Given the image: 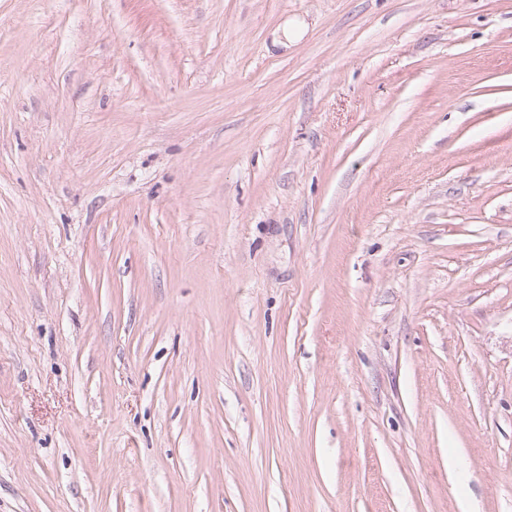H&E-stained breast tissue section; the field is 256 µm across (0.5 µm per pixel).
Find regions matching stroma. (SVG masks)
Returning a JSON list of instances; mask_svg holds the SVG:
<instances>
[{"mask_svg": "<svg viewBox=\"0 0 512 512\" xmlns=\"http://www.w3.org/2000/svg\"><path fill=\"white\" fill-rule=\"evenodd\" d=\"M0 512H512V0H0Z\"/></svg>", "mask_w": 512, "mask_h": 512, "instance_id": "1", "label": "stroma"}]
</instances>
